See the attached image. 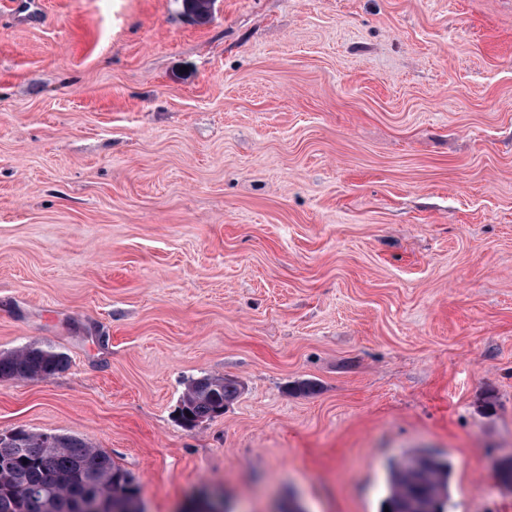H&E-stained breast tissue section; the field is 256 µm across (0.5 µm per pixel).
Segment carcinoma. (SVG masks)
<instances>
[{
  "mask_svg": "<svg viewBox=\"0 0 512 512\" xmlns=\"http://www.w3.org/2000/svg\"><path fill=\"white\" fill-rule=\"evenodd\" d=\"M68 357L51 346L27 344L0 352V381L48 379L65 370ZM239 387L223 377L191 380L176 416L193 428L218 415L234 400ZM451 464L427 451H413L388 467L389 512H413L423 503L427 512H443ZM143 512L132 474L101 448L79 437L25 429L0 436V512Z\"/></svg>",
  "mask_w": 512,
  "mask_h": 512,
  "instance_id": "cac0c4a2",
  "label": "carcinoma"
}]
</instances>
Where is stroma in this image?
Listing matches in <instances>:
<instances>
[{
    "mask_svg": "<svg viewBox=\"0 0 512 512\" xmlns=\"http://www.w3.org/2000/svg\"><path fill=\"white\" fill-rule=\"evenodd\" d=\"M0 0V433L76 436L145 512H512V0ZM236 381L175 419L189 380ZM312 393L299 391L303 382ZM67 366L65 353L51 346L27 344L0 352V381L48 379ZM239 394V387L224 377L203 376L191 380L181 397L177 409V421L181 426L193 428L204 419L219 416L218 409L234 400ZM192 414V417H188ZM451 464L427 451H413L388 467V496L383 509L389 512L413 511L416 503L426 504L424 512H443L448 497Z\"/></svg>",
    "mask_w": 512,
    "mask_h": 512,
    "instance_id": "stroma-1",
    "label": "stroma"
}]
</instances>
